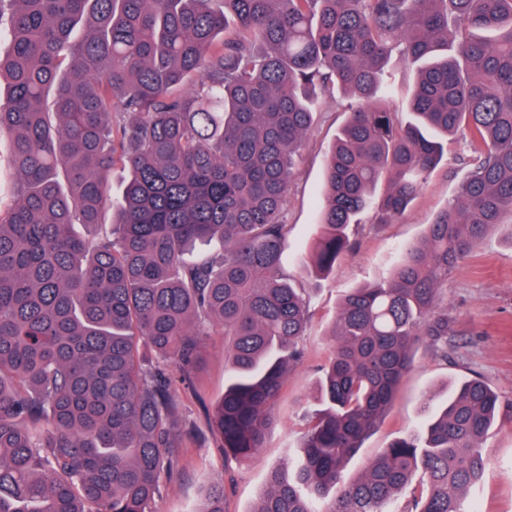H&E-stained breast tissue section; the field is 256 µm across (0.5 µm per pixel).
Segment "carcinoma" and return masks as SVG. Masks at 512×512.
<instances>
[{
	"instance_id": "carcinoma-1",
	"label": "carcinoma",
	"mask_w": 512,
	"mask_h": 512,
	"mask_svg": "<svg viewBox=\"0 0 512 512\" xmlns=\"http://www.w3.org/2000/svg\"><path fill=\"white\" fill-rule=\"evenodd\" d=\"M2 41L17 188L0 208V512H152L195 433L174 383L216 329L226 468L263 446L310 316L281 255L315 86L358 102L326 160L319 271L363 214L401 216L459 131L468 172L391 276L343 297L320 408L254 512H388L417 472L404 512H464L502 409L479 378L427 407L423 435L344 471L414 350L448 356V273L512 219V0H0ZM400 45L422 62L406 124L375 104ZM117 164L131 177L115 202ZM197 241L210 249L191 256ZM226 493L213 484L198 512H226Z\"/></svg>"
}]
</instances>
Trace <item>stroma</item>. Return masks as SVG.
I'll return each instance as SVG.
<instances>
[{"label":"stroma","mask_w":512,"mask_h":512,"mask_svg":"<svg viewBox=\"0 0 512 512\" xmlns=\"http://www.w3.org/2000/svg\"><path fill=\"white\" fill-rule=\"evenodd\" d=\"M353 104V99L339 93L321 95L320 110L290 183L281 265L297 287L310 292L305 356L288 374L262 448L235 466L227 512H254L267 475L300 446L305 414L317 406L319 370L330 356L331 330L343 296L383 280L402 263L406 248L424 238L428 225L456 195L467 171L464 136L449 138L442 163L406 212L390 224L364 216L353 247L340 256L326 279L314 278L307 261L318 233L325 159ZM445 298L450 322L447 357L425 346L414 351L394 407L349 461L346 475L360 476L382 448L419 434L425 402H443L461 381L478 377L498 393L502 410L483 444L484 477L469 493L465 507L467 512H512V224L491 228L464 265L449 274ZM193 380V386H178L177 395L184 417L197 424L201 435L184 441L181 472L167 482L154 512H196L209 485L226 476L221 441L207 419L224 395L221 333L203 337Z\"/></svg>","instance_id":"1"}]
</instances>
